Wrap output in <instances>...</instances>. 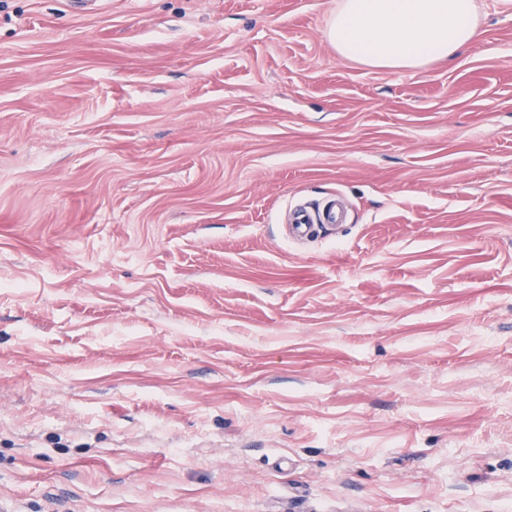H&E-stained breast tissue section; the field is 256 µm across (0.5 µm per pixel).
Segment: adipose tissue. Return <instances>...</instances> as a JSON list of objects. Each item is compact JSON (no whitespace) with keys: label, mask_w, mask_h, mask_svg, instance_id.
Listing matches in <instances>:
<instances>
[{"label":"adipose tissue","mask_w":512,"mask_h":512,"mask_svg":"<svg viewBox=\"0 0 512 512\" xmlns=\"http://www.w3.org/2000/svg\"><path fill=\"white\" fill-rule=\"evenodd\" d=\"M480 35L475 0H338L327 37L348 60L424 71Z\"/></svg>","instance_id":"adipose-tissue-1"}]
</instances>
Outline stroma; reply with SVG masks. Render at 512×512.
Instances as JSON below:
<instances>
[{
    "label": "stroma",
    "instance_id": "1",
    "mask_svg": "<svg viewBox=\"0 0 512 512\" xmlns=\"http://www.w3.org/2000/svg\"><path fill=\"white\" fill-rule=\"evenodd\" d=\"M476 2L416 73L339 56L337 0H0V512H512V0ZM344 222V210L341 204L336 200L328 201L323 208L314 211L306 209H297L293 212L291 218L292 235L307 236L315 224H342Z\"/></svg>",
    "mask_w": 512,
    "mask_h": 512
}]
</instances>
